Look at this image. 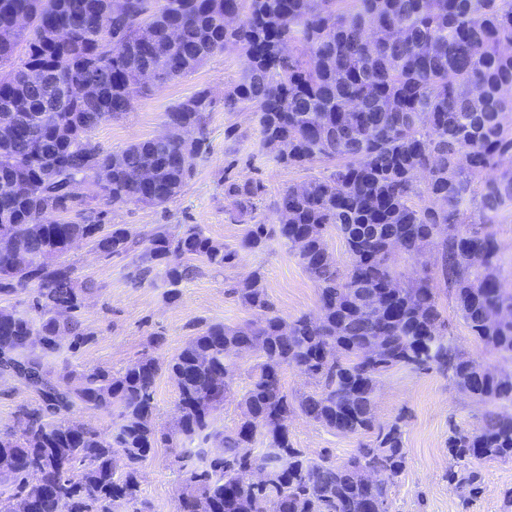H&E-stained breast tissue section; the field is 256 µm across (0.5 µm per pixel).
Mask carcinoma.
Wrapping results in <instances>:
<instances>
[{"label": "carcinoma", "instance_id": "obj_1", "mask_svg": "<svg viewBox=\"0 0 512 512\" xmlns=\"http://www.w3.org/2000/svg\"><path fill=\"white\" fill-rule=\"evenodd\" d=\"M0 0V295L27 291L30 309H0V375L40 399L23 425L0 433V512H143L139 465L161 445L186 469L178 512H388L405 467L402 426L375 422L380 378L397 368L435 369L487 406L476 433L456 432L458 460H512V371L467 358L447 336L438 282L453 292L471 336L512 359V289L500 279L489 226L512 212V0ZM28 17L25 32L16 16ZM64 28L68 38L50 41ZM241 51L247 67L224 94V110L257 114L262 145L277 163L331 165L288 186L277 223L248 224L228 251L194 225H158L143 236L125 224L101 233L98 207L71 188L94 168L108 172L107 204L160 207L181 196L209 149L214 101L198 91L165 113L166 132L104 150L92 138L120 119L148 84ZM40 70L65 104L43 111ZM197 136L182 140V127ZM257 184L224 182L230 219L253 211ZM62 216L41 222L46 209ZM345 243L348 263L325 257L324 233ZM278 239L318 286L317 318L273 309L262 274L232 293L264 317L242 327L207 324L167 366L142 356L113 374L98 367L54 372L65 348L85 342L77 312L91 284L62 261L74 239L105 259L129 257L139 279L154 272L171 298L196 272L222 269L238 251ZM434 262L402 280L401 252ZM254 350L259 367L242 397L243 418L226 430L214 412L231 394L233 358ZM296 367L318 389L288 399L282 370ZM174 380L178 418L160 431L154 386ZM77 407L116 413L112 437L74 430ZM368 440L342 465L293 448L294 410ZM264 448L255 453L256 443ZM221 448L215 455L211 448ZM267 471L261 486L246 475Z\"/></svg>", "mask_w": 512, "mask_h": 512}]
</instances>
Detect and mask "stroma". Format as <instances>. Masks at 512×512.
<instances>
[{"label": "stroma", "instance_id": "1", "mask_svg": "<svg viewBox=\"0 0 512 512\" xmlns=\"http://www.w3.org/2000/svg\"><path fill=\"white\" fill-rule=\"evenodd\" d=\"M245 67L246 58L239 52L213 56L192 74L137 98L125 118L104 122L95 131L94 139L104 150L120 151L132 141L162 134L166 112L193 93L209 90L216 104L208 127L209 152L198 160L185 192L162 207H108L104 222L126 224L141 234L160 224L175 233L195 224L238 256L221 270L199 265L171 300L152 281H133L129 259H103L91 243L81 242L66 259L78 280L93 281L95 288L82 296L80 318L90 338L77 351L67 353L71 369L95 366L117 372L145 354L164 363L204 324L221 322L233 328L260 319L259 311L243 306L232 292L238 280L255 270L263 273L269 299L279 315L289 319L317 314L318 289L295 254L277 240L261 252L240 251L242 227L230 223L225 215L230 207L224 196L225 179L258 183L261 193L253 221L272 224L277 220L274 204L286 187L325 172L320 164L308 170L278 164L273 152L260 143L255 112L248 108L225 111L224 94L240 80ZM438 303L448 320V333L466 356L492 369L512 370V360L502 359L473 339L450 291L439 289ZM261 363L256 351L235 358L230 374L233 394L216 412L225 428L240 422V398ZM37 401L20 383L0 376V431L19 429V407ZM484 412L482 403L459 392L437 371L393 369L382 376L375 418L381 424L401 419L406 455L405 467L390 488L389 512H512V461L470 460L468 469L481 476L472 492L448 477L457 467L449 452V436L456 430H478ZM288 431L294 447L306 457L333 464L346 462L360 441L359 436L336 433L299 412L289 416ZM140 489L149 512H177L181 475L169 449H153L142 463Z\"/></svg>", "mask_w": 512, "mask_h": 512}]
</instances>
